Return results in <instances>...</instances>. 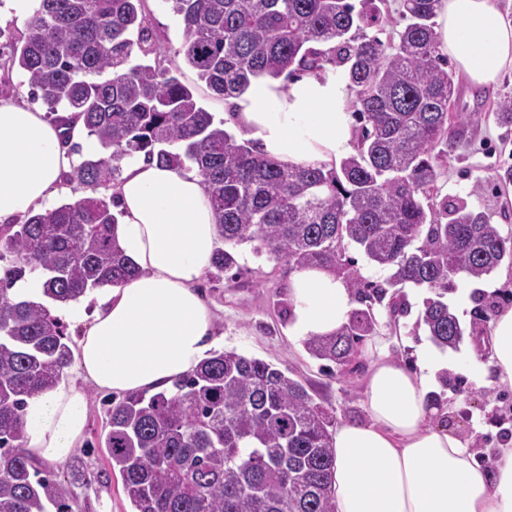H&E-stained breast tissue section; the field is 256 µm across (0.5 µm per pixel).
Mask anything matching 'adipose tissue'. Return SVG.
I'll return each mask as SVG.
<instances>
[{"label":"adipose tissue","instance_id":"1","mask_svg":"<svg viewBox=\"0 0 512 512\" xmlns=\"http://www.w3.org/2000/svg\"><path fill=\"white\" fill-rule=\"evenodd\" d=\"M439 48L476 86L495 83L512 67V21L492 0H440ZM350 90L335 69L298 78H259L230 99L229 126L281 164L332 166L352 151L355 117ZM65 130L44 113L0 101V224L43 210L76 158ZM112 234L138 274L107 288L78 341L80 383L32 397L24 446L36 458L61 462L80 445L86 425L85 385L110 392L159 390L191 371L218 339L214 313L196 285L219 246L218 219L196 171L124 160L116 188ZM288 292L287 336H330L355 303L343 278L310 266L295 270ZM397 335L367 346L364 379L368 421L336 428L332 497L335 512H512V439L497 449L493 469L476 461L465 438L437 425L427 398L441 354L417 350L408 364L389 352ZM482 361L451 354L457 371L512 387V308L491 330Z\"/></svg>","mask_w":512,"mask_h":512}]
</instances>
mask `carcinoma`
Instances as JSON below:
<instances>
[{
	"mask_svg": "<svg viewBox=\"0 0 512 512\" xmlns=\"http://www.w3.org/2000/svg\"><path fill=\"white\" fill-rule=\"evenodd\" d=\"M170 2L184 32L175 55L225 100L259 76L338 69L359 122L355 153L330 168L287 167L215 123L177 61L163 64L141 0H39L22 38L9 36L8 67L54 121L77 112L97 141L99 152L65 180L107 190L135 155L197 168L224 242L211 276L237 266L233 249L250 243L294 269L333 271L366 305L335 334L305 341L319 360L350 363L377 333L374 305L392 318L409 311L408 285L434 293L421 314L432 342L456 347L464 329L448 294L464 276L512 265V234L462 200L432 203L443 167L482 119L448 112L455 86L434 31L439 0H402L405 25L387 44L365 34L393 22L385 0ZM494 117L512 127V97ZM114 206L103 193L0 225V512H73L67 487L27 454L24 415L72 363L71 334L53 306L137 274L112 237ZM349 244L392 270L385 284L353 268ZM35 273L44 279L38 300L14 290ZM475 302L478 334L496 305L483 294ZM106 414L104 448L132 512H334L335 417L261 359L215 353L172 390L112 399Z\"/></svg>",
	"mask_w": 512,
	"mask_h": 512,
	"instance_id": "obj_1",
	"label": "carcinoma"
}]
</instances>
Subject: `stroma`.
Here are the masks:
<instances>
[{"instance_id":"1","label":"stroma","mask_w":512,"mask_h":512,"mask_svg":"<svg viewBox=\"0 0 512 512\" xmlns=\"http://www.w3.org/2000/svg\"><path fill=\"white\" fill-rule=\"evenodd\" d=\"M145 10L160 46L167 53L179 50L183 26L168 0H146ZM454 111L479 112L483 118L462 151L461 158L449 160L437 182L439 197L460 199L477 211L490 214L502 233L512 232V183L502 184V167L512 166V129L501 128L493 114L498 102L512 96V68L504 70L493 88H472L463 77L454 79ZM239 273L214 280L203 277L201 288L223 333V350L236 351L275 365L300 380L315 401L324 406L337 424L364 422L363 379L368 363L355 356L346 366L325 365L312 357L304 344L284 332L287 313L275 306L276 295L287 292L292 270L286 262L255 254L251 245L236 249ZM440 405L448 411V424L469 442H480L485 456H493L512 421L499 424L500 415L512 412V390L478 385L456 370H449L447 383H436ZM107 431L101 403H88L86 427L79 448L65 461L49 464V471L76 495L78 512H131L132 505L119 472L113 471L106 449L100 443ZM96 474L92 484L83 477Z\"/></svg>"}]
</instances>
